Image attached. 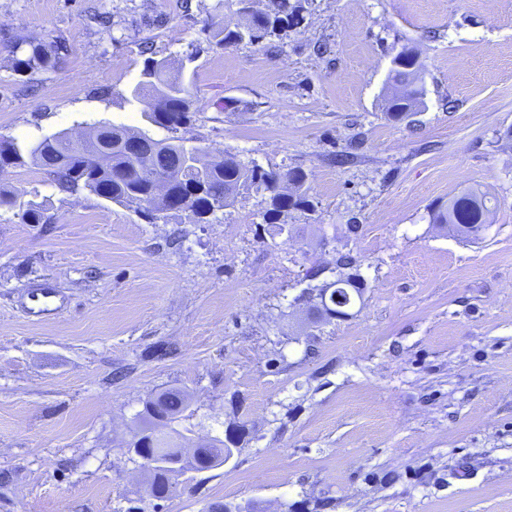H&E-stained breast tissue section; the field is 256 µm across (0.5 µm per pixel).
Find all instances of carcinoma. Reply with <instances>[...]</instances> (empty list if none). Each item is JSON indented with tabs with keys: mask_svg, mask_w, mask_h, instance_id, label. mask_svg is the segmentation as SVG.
<instances>
[{
	"mask_svg": "<svg viewBox=\"0 0 512 512\" xmlns=\"http://www.w3.org/2000/svg\"><path fill=\"white\" fill-rule=\"evenodd\" d=\"M304 6L296 0H272L269 10H256L245 20L231 26L224 24L211 33L217 46H229L248 41L252 33H262V39L283 38L288 31L301 25ZM66 46L52 43L22 41L10 46L14 71L22 76L56 68ZM395 59L399 66L389 71L387 82L398 85L417 73L418 57L410 49H403ZM143 80L149 83L148 94L154 102L147 103L148 121L171 132H177L192 122L196 112L195 101L183 82L181 67L168 59H147ZM390 117L401 119L423 105V100L410 95L393 93L385 98ZM185 139L168 140L149 138L140 130L115 126L108 122L96 132H87L74 140L70 137H45L37 142L21 144L13 138H0V170L34 164L43 169L58 187L67 192L87 190L114 203L137 207L149 200L153 180L147 174H178L171 183L169 193L154 199L155 209L165 213V220L182 216L181 204L190 203L194 213L211 223L216 204L236 197L251 186H264V178L274 173L253 165L242 164L233 157L216 156L205 162L199 171L186 164ZM298 185L288 195L270 197L266 223H284L292 211L308 213L314 210L305 188L306 174L293 168L287 171ZM492 209L484 192L471 188L452 196L448 204L438 205L430 211V223L448 224L456 234L466 239H477L490 226ZM363 283L358 274H350L328 283L319 290V299L327 304L324 313L336 309V299L350 306L352 295H362ZM158 406L160 413L173 420L182 417L187 409V397L178 389H168L147 400ZM190 438L180 442L172 434L159 432L154 447L164 455L186 447Z\"/></svg>",
	"mask_w": 512,
	"mask_h": 512,
	"instance_id": "1",
	"label": "carcinoma"
}]
</instances>
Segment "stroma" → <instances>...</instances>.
Returning a JSON list of instances; mask_svg holds the SVG:
<instances>
[{
	"mask_svg": "<svg viewBox=\"0 0 512 512\" xmlns=\"http://www.w3.org/2000/svg\"><path fill=\"white\" fill-rule=\"evenodd\" d=\"M304 7L287 37L219 47L206 32L236 0H0V136L105 121L170 138L131 92L147 56L175 59L199 105L181 137L302 169L314 204L282 231L253 189L212 223L150 224L37 166L0 172L18 200L0 207V512H512V0ZM13 39L68 52L19 76ZM405 47L424 105L395 121L382 94ZM471 187L495 206L481 239L431 223ZM341 252L364 291L338 319L306 271L335 281ZM46 290L54 311L31 313ZM168 388L190 396V438L241 441L145 499L122 450Z\"/></svg>",
	"mask_w": 512,
	"mask_h": 512,
	"instance_id": "35a3bbf8",
	"label": "stroma"
}]
</instances>
